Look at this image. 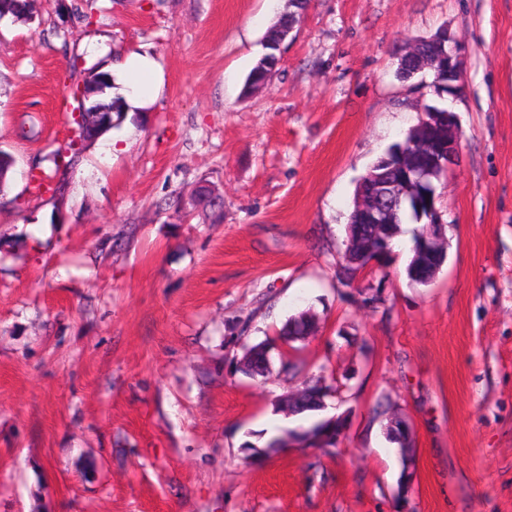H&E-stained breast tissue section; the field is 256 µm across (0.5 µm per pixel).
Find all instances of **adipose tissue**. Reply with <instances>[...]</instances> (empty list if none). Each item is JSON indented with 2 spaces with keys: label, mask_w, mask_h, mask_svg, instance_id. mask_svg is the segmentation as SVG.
<instances>
[{
  "label": "adipose tissue",
  "mask_w": 512,
  "mask_h": 512,
  "mask_svg": "<svg viewBox=\"0 0 512 512\" xmlns=\"http://www.w3.org/2000/svg\"><path fill=\"white\" fill-rule=\"evenodd\" d=\"M112 76L130 114L147 111L163 91L161 66L147 54H127L113 64Z\"/></svg>",
  "instance_id": "obj_1"
}]
</instances>
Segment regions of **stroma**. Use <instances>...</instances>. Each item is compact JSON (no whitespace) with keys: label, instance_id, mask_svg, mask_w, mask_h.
<instances>
[{"label":"stroma","instance_id":"stroma-1","mask_svg":"<svg viewBox=\"0 0 512 512\" xmlns=\"http://www.w3.org/2000/svg\"><path fill=\"white\" fill-rule=\"evenodd\" d=\"M93 4L91 20L79 9ZM288 0H37L0 19V512H512V0H309L269 84L243 96ZM447 31L462 90L398 58ZM153 54L162 96L86 144L78 83ZM456 113L438 185L448 260L432 283L396 246L384 309L336 278L357 180L418 124ZM63 180L36 191L29 171ZM219 188L224 221L194 197ZM314 315L307 374L345 379L332 457L254 463L249 433L293 428L226 357ZM414 430L398 499L392 413Z\"/></svg>","mask_w":512,"mask_h":512}]
</instances>
